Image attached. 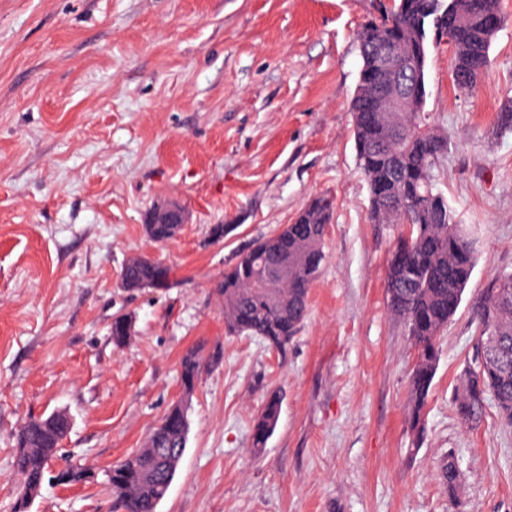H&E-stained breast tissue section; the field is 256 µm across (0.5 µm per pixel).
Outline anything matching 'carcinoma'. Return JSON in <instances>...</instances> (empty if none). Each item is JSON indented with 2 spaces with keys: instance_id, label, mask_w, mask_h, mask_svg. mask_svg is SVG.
<instances>
[{
  "instance_id": "cac0c4a2",
  "label": "carcinoma",
  "mask_w": 512,
  "mask_h": 512,
  "mask_svg": "<svg viewBox=\"0 0 512 512\" xmlns=\"http://www.w3.org/2000/svg\"><path fill=\"white\" fill-rule=\"evenodd\" d=\"M453 31L450 52L457 88L471 92L488 68L490 48L502 27L499 0H392L391 8L365 22L357 33L362 66L351 102L352 136L359 166L370 193V220L403 228L386 268V299L418 351L409 376L408 423L421 430L440 359L438 340L456 314L471 279L477 248L470 230L455 220L447 198L438 191L436 173L448 150V134L426 118L425 70L430 47L440 44L430 25ZM391 40L414 60L405 78L415 111L390 109L375 94L381 82L374 48ZM333 218V200L311 199L269 237L236 254L215 287L224 306L230 335L256 336L270 349L284 350L308 313L309 292L324 262L323 241ZM181 231L179 224L145 222L150 240L162 243ZM288 263V278L276 288H259L265 269ZM122 285L128 290L167 288L169 269L137 256L127 259ZM480 336L454 391V409L464 423L481 420L486 406L512 429V274L499 277L478 313ZM132 320L112 319L113 345L131 338ZM222 348L188 349L180 360L182 397L191 400L205 371L219 365ZM281 397L271 395L254 420L252 447H266L276 428ZM190 406L174 403L142 446L113 465L107 481L121 512H157L175 477L188 443ZM70 427L63 411L30 418L13 435V467L20 478L14 512H27L30 493L42 489L46 467ZM439 477L455 494L457 468L446 457Z\"/></svg>"
}]
</instances>
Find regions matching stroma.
Segmentation results:
<instances>
[{
	"instance_id": "obj_1",
	"label": "stroma",
	"mask_w": 512,
	"mask_h": 512,
	"mask_svg": "<svg viewBox=\"0 0 512 512\" xmlns=\"http://www.w3.org/2000/svg\"><path fill=\"white\" fill-rule=\"evenodd\" d=\"M378 0H0V512L19 485L12 435L54 411L70 431L28 512H119L106 472L140 448L181 392L192 347L222 345L191 403L187 448L158 512H512V429L467 426L456 378L476 312L512 274V0L480 87L457 89L431 49L425 111L450 138L438 186L477 238L439 340L421 434L406 422L417 352L385 295L399 227L369 220L352 138L357 31ZM334 201L307 318L285 352L225 332L214 291L234 253ZM175 199L190 222L151 241L144 215ZM231 226L218 243L213 225ZM148 254L172 287L120 288ZM133 332L115 347L112 319ZM282 398L274 434L253 420ZM456 496L438 477L444 456ZM77 462L83 484L53 474ZM281 403V397L278 394H273L262 405L253 424L252 447L254 451L259 452L265 448L274 433L280 415Z\"/></svg>"
}]
</instances>
